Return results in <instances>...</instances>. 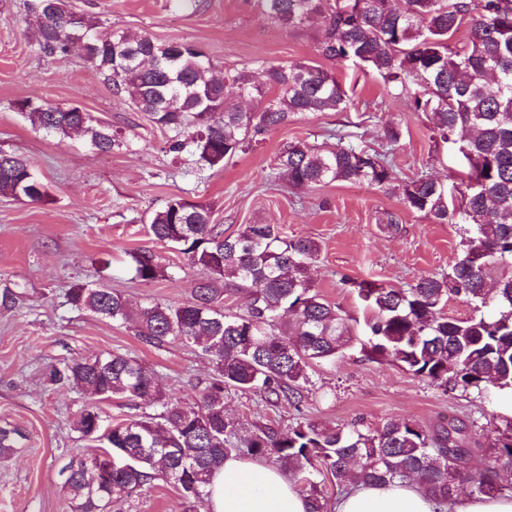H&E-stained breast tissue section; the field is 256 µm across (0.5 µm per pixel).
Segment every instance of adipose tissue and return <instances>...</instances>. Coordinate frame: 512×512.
<instances>
[{
	"label": "adipose tissue",
	"instance_id": "adipose-tissue-1",
	"mask_svg": "<svg viewBox=\"0 0 512 512\" xmlns=\"http://www.w3.org/2000/svg\"><path fill=\"white\" fill-rule=\"evenodd\" d=\"M209 512H307L308 503L284 470L261 458L228 457L209 486ZM411 481L358 484L336 498L333 512H435Z\"/></svg>",
	"mask_w": 512,
	"mask_h": 512
}]
</instances>
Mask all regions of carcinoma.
Listing matches in <instances>:
<instances>
[{"label":"carcinoma","instance_id":"cac0c4a2","mask_svg":"<svg viewBox=\"0 0 512 512\" xmlns=\"http://www.w3.org/2000/svg\"><path fill=\"white\" fill-rule=\"evenodd\" d=\"M264 12L289 29L319 16V54L379 75L386 87L410 99L426 114L432 139L455 144L458 129L472 135L459 144L466 179L449 187L421 176L403 181L387 157L344 143L322 151L289 143L278 161L295 187L366 180L395 194L409 210L439 224H469L460 258L441 276H423L406 288L354 282L367 313L366 334L353 333L341 307L315 291L308 269L320 247L290 238L273 224H247L235 235L212 221L211 210L181 197L170 199L149 218L155 240L170 245L204 276L181 303L133 308L119 290L104 284L77 285L67 302L116 323L134 325L138 340L151 347L173 342L198 346L213 378L196 407L160 390L155 373L119 353L81 358L50 370L54 384L69 385L92 398L147 402L144 411L103 427L97 407L75 422L86 438L103 439L104 451L84 450L64 466L62 488L72 512H111L138 489L162 480L174 485L200 512L207 486L231 456L259 457L288 470L309 486V512H326L315 478L336 484H386L412 480L440 505L459 487L476 495L512 490L502 482L512 473V428L489 447L494 463L467 468L472 448L465 428L454 421L432 434L414 423L391 419L378 428H340L312 421L282 432L271 424L239 431L225 406L238 395L268 404L298 403L310 383L309 369L343 354L354 344L371 360L399 365L439 387L482 393L512 389V276L485 288L496 266L512 264V0H260ZM37 49L64 58L70 42L83 41L87 60L112 85L172 136L168 151L188 153L200 167H224L256 136L288 124L300 112H344L351 99L335 74L306 62L270 66L267 86L245 70L215 73L210 59L190 41L159 44L146 35L108 31L104 22L67 9L65 0H31ZM468 25V40H449ZM256 103L244 111L228 101L225 88ZM34 126L48 133L82 131L91 145L110 152L118 144L107 126L88 112H70L36 98L15 103ZM24 160L0 153V195L42 202L48 193ZM132 279L153 281L165 273L150 252L128 253ZM247 290L249 306L237 314L224 296ZM23 292L0 288V310L19 305ZM466 302L470 316L444 312L450 298ZM24 433L0 424V458L23 449Z\"/></svg>","mask_w":512,"mask_h":512}]
</instances>
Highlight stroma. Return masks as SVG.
Returning a JSON list of instances; mask_svg holds the SVG:
<instances>
[{"mask_svg":"<svg viewBox=\"0 0 512 512\" xmlns=\"http://www.w3.org/2000/svg\"><path fill=\"white\" fill-rule=\"evenodd\" d=\"M66 2L76 12L162 44L195 42L220 72L246 69L261 84L265 67L307 60L335 72L355 93L348 111L299 113L223 168H201L190 156L168 153V132L135 111L127 97L115 95L81 50L63 60L42 54L28 0H0V152L27 161L48 191L40 203L0 195V284L26 293L18 308L0 311V422L27 435L20 454L0 461V512H70L59 471L89 445L74 422L91 399L49 382L51 366L125 353L153 369L162 389L189 407L210 382L212 366L196 346H145L131 325L66 302L71 286L101 282L136 306L190 296L200 272L149 231V215L168 199L210 206L213 222L228 235L247 224H273L287 236L316 241L320 252L309 276L326 300L354 318L359 336L365 312L349 280L405 288L418 277L441 275L460 256L466 236L465 225L435 223L365 181L302 189L281 176L277 157L285 144L302 141L326 149L335 146L336 130L351 134L364 149L387 154L404 180L427 174L449 184L465 170L459 154L431 140L427 116L412 111L380 77L319 55L320 20L288 29L265 15L258 0H198L189 10L174 9L170 0ZM34 94L54 106L82 107L117 129L120 145L102 154L84 135L33 126L15 103ZM390 127L400 131L392 144L384 138ZM391 216L397 223L390 228ZM134 249L155 254L165 277L150 283L131 279L127 260ZM227 412L238 426L271 423L284 431L304 420L375 428L401 419L432 432L456 419L468 430L473 468L491 462L489 442L505 422L498 390L445 391L398 365L369 360L355 347L313 367L299 406L237 396ZM184 510L179 491L161 481L112 506V512Z\"/></svg>","mask_w":512,"mask_h":512,"instance_id":"stroma-1","label":"stroma"}]
</instances>
